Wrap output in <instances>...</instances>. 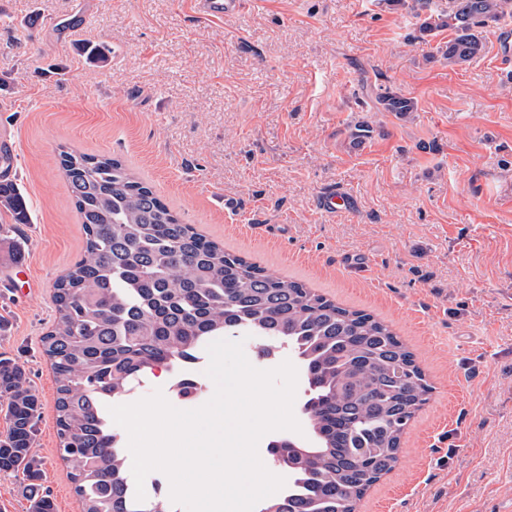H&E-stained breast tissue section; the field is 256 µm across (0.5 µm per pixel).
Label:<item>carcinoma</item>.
<instances>
[{"mask_svg": "<svg viewBox=\"0 0 512 512\" xmlns=\"http://www.w3.org/2000/svg\"><path fill=\"white\" fill-rule=\"evenodd\" d=\"M420 38L448 32L436 52L461 65L484 50L481 30L512 17V0H448L416 13ZM381 111L404 118L415 100L379 89ZM60 167L86 235L83 254L54 284L58 316L43 336L56 390L58 452L82 512H167L139 504L104 403L126 396L157 364H178L216 336L246 330L286 343L302 362L310 394V436L272 441L288 470V496L260 512H356L358 502L397 464L402 436L432 392L400 337L364 310L336 304L199 234L122 160L61 150ZM0 208L29 223L18 186L0 182ZM0 403L9 428L0 472H22L36 487L31 453L40 401L18 363L0 358ZM29 512H56L47 492Z\"/></svg>", "mask_w": 512, "mask_h": 512, "instance_id": "carcinoma-1", "label": "carcinoma"}]
</instances>
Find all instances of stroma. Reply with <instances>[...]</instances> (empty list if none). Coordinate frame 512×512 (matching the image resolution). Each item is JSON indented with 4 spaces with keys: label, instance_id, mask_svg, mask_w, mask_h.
<instances>
[{
    "label": "stroma",
    "instance_id": "stroma-1",
    "mask_svg": "<svg viewBox=\"0 0 512 512\" xmlns=\"http://www.w3.org/2000/svg\"><path fill=\"white\" fill-rule=\"evenodd\" d=\"M416 33L379 0H244L221 21L191 0H0V180L30 215L0 240V356L40 399L32 452L57 512H82L42 348L85 247L63 145L118 156L207 239L415 353L432 393L357 512H512V18L462 67L433 56L447 34ZM382 86L417 112L378 111ZM332 190L355 209L323 213Z\"/></svg>",
    "mask_w": 512,
    "mask_h": 512
}]
</instances>
